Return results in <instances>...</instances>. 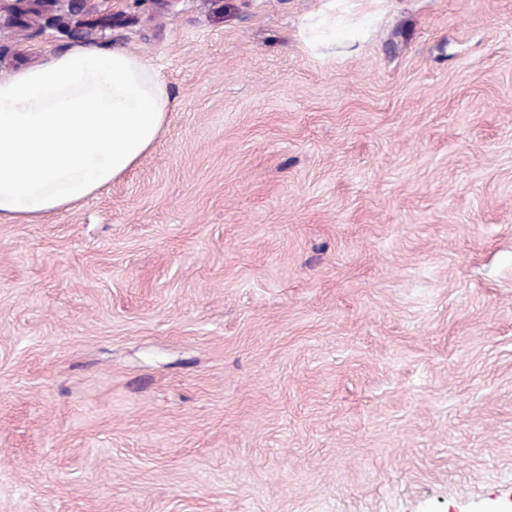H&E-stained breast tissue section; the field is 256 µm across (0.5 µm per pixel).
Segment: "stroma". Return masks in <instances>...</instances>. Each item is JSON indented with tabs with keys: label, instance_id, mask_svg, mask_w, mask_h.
I'll return each instance as SVG.
<instances>
[{
	"label": "stroma",
	"instance_id": "obj_1",
	"mask_svg": "<svg viewBox=\"0 0 512 512\" xmlns=\"http://www.w3.org/2000/svg\"><path fill=\"white\" fill-rule=\"evenodd\" d=\"M115 0L125 175L0 223V512H512V0ZM0 34V71L69 46Z\"/></svg>",
	"mask_w": 512,
	"mask_h": 512
}]
</instances>
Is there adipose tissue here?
Here are the masks:
<instances>
[{"label": "adipose tissue", "instance_id": "obj_1", "mask_svg": "<svg viewBox=\"0 0 512 512\" xmlns=\"http://www.w3.org/2000/svg\"><path fill=\"white\" fill-rule=\"evenodd\" d=\"M172 105L160 71L114 44H75L0 74V222H38L123 176Z\"/></svg>", "mask_w": 512, "mask_h": 512}]
</instances>
